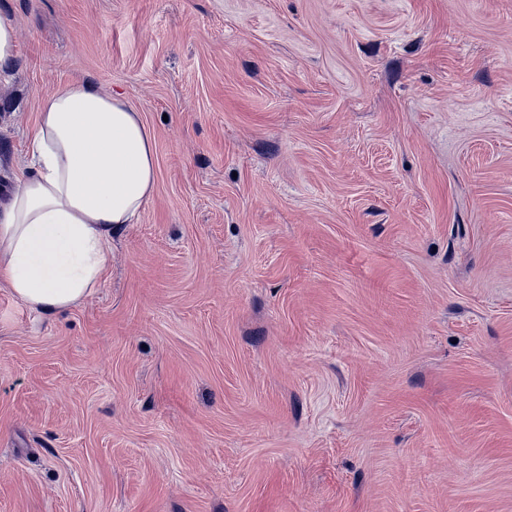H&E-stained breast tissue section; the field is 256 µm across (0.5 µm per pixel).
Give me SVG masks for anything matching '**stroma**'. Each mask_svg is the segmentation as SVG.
Masks as SVG:
<instances>
[{
	"mask_svg": "<svg viewBox=\"0 0 512 512\" xmlns=\"http://www.w3.org/2000/svg\"><path fill=\"white\" fill-rule=\"evenodd\" d=\"M151 198L53 316L0 282V512H512V0H0Z\"/></svg>",
	"mask_w": 512,
	"mask_h": 512,
	"instance_id": "35a3bbf8",
	"label": "stroma"
}]
</instances>
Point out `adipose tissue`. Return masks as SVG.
<instances>
[{
  "instance_id": "1",
  "label": "adipose tissue",
  "mask_w": 512,
  "mask_h": 512,
  "mask_svg": "<svg viewBox=\"0 0 512 512\" xmlns=\"http://www.w3.org/2000/svg\"><path fill=\"white\" fill-rule=\"evenodd\" d=\"M156 180L153 137L123 98L88 80L44 93L31 158L0 211V281L45 315L76 306Z\"/></svg>"
}]
</instances>
